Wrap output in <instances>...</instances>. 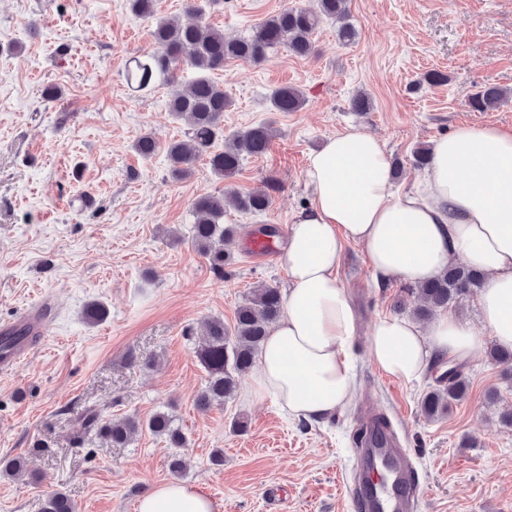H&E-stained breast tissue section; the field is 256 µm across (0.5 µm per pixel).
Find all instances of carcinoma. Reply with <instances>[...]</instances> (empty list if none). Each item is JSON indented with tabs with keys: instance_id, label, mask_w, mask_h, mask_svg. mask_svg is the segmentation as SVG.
Returning <instances> with one entry per match:
<instances>
[{
	"instance_id": "1",
	"label": "carcinoma",
	"mask_w": 512,
	"mask_h": 512,
	"mask_svg": "<svg viewBox=\"0 0 512 512\" xmlns=\"http://www.w3.org/2000/svg\"><path fill=\"white\" fill-rule=\"evenodd\" d=\"M348 14L349 0H316L312 8L283 9L254 26L249 36L236 40L225 39L223 32L202 21L188 25L168 20L156 22L152 37L157 49L130 60L126 70L130 85L141 91L168 82L179 62L198 73L186 91L169 104L173 118L186 125L184 137L171 141L166 148L172 177L190 176L196 163L204 159L215 176L231 179L239 172L244 157L265 155L274 137V128L265 122L224 137V110L230 100L224 86L210 78V72L236 60L259 63L280 47L296 57H307L314 50L316 31L328 19L339 23L338 39L349 42L356 32L347 23ZM511 98V90L489 85L470 96L469 106L477 112H489ZM268 100L273 112H298L306 105L303 92L292 86L274 88ZM220 138L224 140L222 148L216 145ZM133 148L140 156L149 158L158 146L151 136L144 134L136 139ZM277 189L278 184L272 182L263 193L228 190L194 202L191 244L218 276L224 275V265L230 260L225 246L239 232L238 225L224 223V211L231 207L247 214L263 212L271 203V192ZM484 281V272L454 261L431 281L403 286L399 304H413L412 311L419 318L432 317L461 296L481 288ZM282 311L279 289L263 285L253 289L238 305L232 325L219 317L205 322L207 341L196 349L207 373L206 384L196 398L199 410L206 411L234 398L238 377L250 370ZM468 389V381L458 366L422 396V415L429 420L447 417L453 406L467 397ZM144 427L162 438L168 448L186 447V436L165 412H157L143 423L135 417L109 419L95 409H86L76 419L75 438L81 443L103 439L114 446H125ZM0 473L21 477L26 473L24 462L19 458H2ZM43 512H77V508L66 494L55 492L45 499Z\"/></svg>"
}]
</instances>
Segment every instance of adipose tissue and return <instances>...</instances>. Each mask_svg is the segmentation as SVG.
<instances>
[{"mask_svg": "<svg viewBox=\"0 0 512 512\" xmlns=\"http://www.w3.org/2000/svg\"><path fill=\"white\" fill-rule=\"evenodd\" d=\"M305 180L311 198L289 224L280 257L290 281L284 311L260 353L251 394L313 420L350 399L355 313L338 276L348 243L366 248L381 280L423 283L456 259L482 270V321L497 344L512 348V132L461 127L436 138L425 176L398 190L378 139L341 131L310 155ZM480 343L479 332L450 314L425 330L383 316L370 350L386 374L410 383L432 353L462 363ZM137 512H219V505L198 488L169 482L144 493Z\"/></svg>", "mask_w": 512, "mask_h": 512, "instance_id": "1", "label": "adipose tissue"}]
</instances>
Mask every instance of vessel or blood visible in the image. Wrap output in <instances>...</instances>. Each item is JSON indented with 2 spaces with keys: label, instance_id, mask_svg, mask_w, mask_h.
I'll return each instance as SVG.
<instances>
[{
  "label": "vessel or blood",
  "instance_id": "b4317fda",
  "mask_svg": "<svg viewBox=\"0 0 512 512\" xmlns=\"http://www.w3.org/2000/svg\"><path fill=\"white\" fill-rule=\"evenodd\" d=\"M52 316L50 304L44 302L25 310L14 321L0 325V331L19 335L11 349L0 353L1 371L14 369L28 357L25 332L45 334ZM378 417V412L368 406L358 420L363 438L355 447L358 474L347 490L350 510L416 512L418 486L413 478L408 451L392 431L378 429Z\"/></svg>",
  "mask_w": 512,
  "mask_h": 512
}]
</instances>
